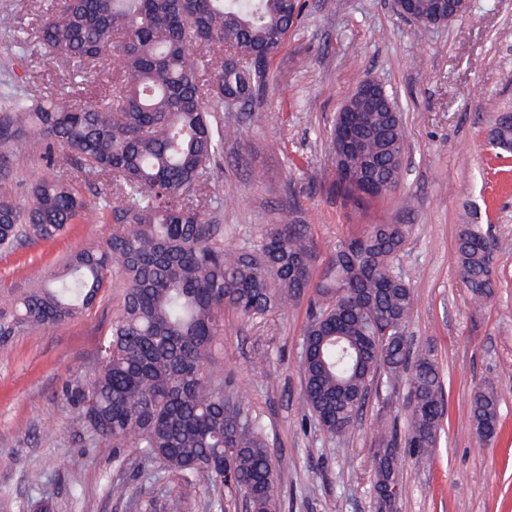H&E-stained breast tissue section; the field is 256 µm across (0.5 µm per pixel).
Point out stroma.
I'll list each match as a JSON object with an SVG mask.
<instances>
[{"mask_svg":"<svg viewBox=\"0 0 512 512\" xmlns=\"http://www.w3.org/2000/svg\"><path fill=\"white\" fill-rule=\"evenodd\" d=\"M304 0L302 23L269 62L261 95L236 113L237 138L225 141L211 172L224 195L212 214L224 244L256 245L273 224H302L327 257L332 244L369 224H406L394 261L417 299L405 332L430 346L445 374L446 410L439 446L404 457L394 512H512V156L488 142L494 115L512 110V0H470L441 26L421 28L393 0ZM52 0H0V111L8 94L49 99L71 89L74 68L30 40ZM364 79L382 82L403 118L405 157L398 187L354 203L336 184L327 131L345 97ZM38 156L14 148L0 193L23 203L45 174ZM481 224L495 250L498 288L475 306L455 259L460 225ZM112 220L69 225L50 243L0 254V304L63 271L72 254L102 244ZM124 299L120 280L65 326L34 329L0 350V512H135L113 497V482L140 484L135 449L89 448L64 386L95 364ZM307 300L262 319L224 310L213 370L231 377L262 423L278 463L277 512H375L373 430H406L405 378L372 388L355 429L332 436L303 403L301 342ZM265 355V368L254 359ZM500 399L497 435L481 442L470 418L477 388ZM163 512H210L202 487L161 475Z\"/></svg>","mask_w":512,"mask_h":512,"instance_id":"1","label":"stroma"}]
</instances>
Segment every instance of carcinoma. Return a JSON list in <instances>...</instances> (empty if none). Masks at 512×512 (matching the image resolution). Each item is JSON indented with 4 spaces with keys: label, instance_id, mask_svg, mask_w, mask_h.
<instances>
[{
    "label": "carcinoma",
    "instance_id": "obj_1",
    "mask_svg": "<svg viewBox=\"0 0 512 512\" xmlns=\"http://www.w3.org/2000/svg\"><path fill=\"white\" fill-rule=\"evenodd\" d=\"M302 18L300 0H55L33 30L45 48L74 63L83 81L97 68L113 73L83 104L68 94L34 103L16 97L0 112V172L22 141L48 173L30 201L0 197V252L52 242L88 217L81 184L112 183L103 209L112 235L74 253L63 274L0 306V347L28 329H55L89 309L113 279L125 288L99 365L65 387L80 408L91 447L121 455L134 448L140 472L189 476L204 491L242 497L251 512H276L277 466L260 421L211 369L224 333V306L248 319L284 310L313 288L314 310L302 340L303 402L329 435L352 431L381 376H407L404 435L374 429L377 508H393L398 452L424 457L437 445L444 381L431 351L404 335L416 299L405 277L388 275L408 236L405 224H370L321 263L299 224H275L250 251L224 247L206 214L224 206L210 189L224 139L237 134L224 98L248 105L262 90L267 65ZM365 132L362 154L397 187L403 162L385 144L404 145L403 125L381 112H351ZM512 151V129L489 134ZM76 164L81 177L56 170ZM481 224H462L456 260L473 300L493 294L494 252ZM480 439L494 437L499 399L486 388L471 402Z\"/></svg>",
    "mask_w": 512,
    "mask_h": 512
}]
</instances>
